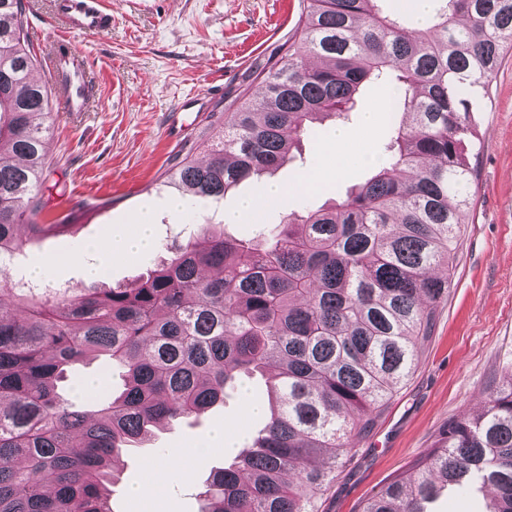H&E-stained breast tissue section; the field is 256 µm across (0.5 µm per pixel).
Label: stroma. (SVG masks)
Listing matches in <instances>:
<instances>
[{
    "instance_id": "obj_1",
    "label": "stroma",
    "mask_w": 512,
    "mask_h": 512,
    "mask_svg": "<svg viewBox=\"0 0 512 512\" xmlns=\"http://www.w3.org/2000/svg\"><path fill=\"white\" fill-rule=\"evenodd\" d=\"M298 0H110L112 28L100 35L69 34L93 76L92 109L80 115L55 112L48 140L52 165L40 187L48 219L72 217L81 230L31 242L17 256L14 275H29L47 255L66 257L53 280L71 292L89 287L83 252L93 241L122 229L133 232L137 214L154 215L157 242L187 239L204 225L249 239L291 212L317 209L344 198L364 182L371 167L348 165L337 172L320 146L333 141V119L314 124L301 142L299 159L263 183H295L310 172L313 189L267 204L241 224L224 221L225 210L255 193L244 183L221 199L180 198L169 184V161L197 139L209 112L248 75L258 58L284 40L297 20ZM27 32L36 54L59 35L53 0H29ZM469 121L478 137L468 151L477 163L470 204L447 300L421 344L410 377L398 385L372 427L354 440L345 466L320 502V512H359L363 501L427 456L449 423L479 410L493 372L512 363V52L493 81L491 94L475 90ZM93 378L120 389L122 380L104 361L74 369L61 386L76 404L91 402L84 385ZM266 403L264 380L244 378L241 391H227L223 404L173 421L150 442L129 449L116 484L109 486L113 512H199L196 494L211 469L230 456L213 443L216 427L248 437L260 426L248 401ZM180 448L182 477L160 499L134 498L129 490L149 484L152 462Z\"/></svg>"
}]
</instances>
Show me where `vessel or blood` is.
<instances>
[{"instance_id":"b4317fda","label":"vessel or blood","mask_w":512,"mask_h":512,"mask_svg":"<svg viewBox=\"0 0 512 512\" xmlns=\"http://www.w3.org/2000/svg\"><path fill=\"white\" fill-rule=\"evenodd\" d=\"M58 20L63 31L97 35L111 26L112 13L101 0H59ZM49 64L61 111H88L91 82L80 58L58 47L52 50Z\"/></svg>"}]
</instances>
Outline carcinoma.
I'll list each match as a JSON object with an SVG mask.
<instances>
[{
	"label": "carcinoma",
	"mask_w": 512,
	"mask_h": 512,
	"mask_svg": "<svg viewBox=\"0 0 512 512\" xmlns=\"http://www.w3.org/2000/svg\"><path fill=\"white\" fill-rule=\"evenodd\" d=\"M381 2L298 0L277 51L208 115L206 159L178 154L168 172L185 195L222 197L289 163L314 122L347 119L364 84L386 82L397 119L365 182L249 241L205 231L163 244L135 288L73 295L10 275L27 243L69 220L42 218L52 89L33 76L25 0H0V300L13 307L0 313V512H110L102 489L129 446L257 373L264 426L211 471L199 512H319L448 297L475 176L469 93L512 49V0H436L416 28ZM100 356L124 388L77 406L58 383ZM474 478L490 486L487 512H512L511 366L480 413L449 424L359 512H425L440 487Z\"/></svg>",
	"instance_id": "obj_1"
}]
</instances>
